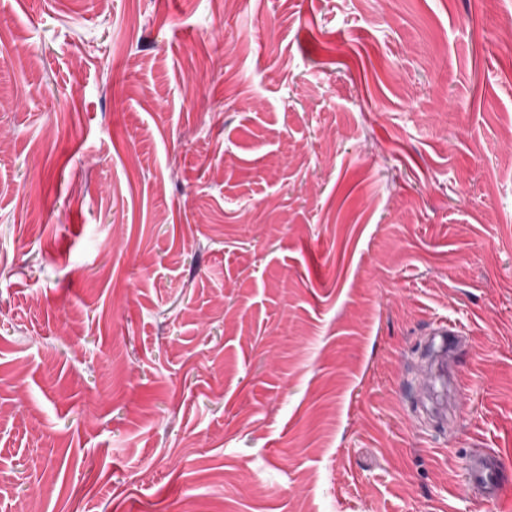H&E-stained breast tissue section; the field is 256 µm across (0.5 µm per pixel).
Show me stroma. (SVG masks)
Masks as SVG:
<instances>
[{
  "mask_svg": "<svg viewBox=\"0 0 512 512\" xmlns=\"http://www.w3.org/2000/svg\"><path fill=\"white\" fill-rule=\"evenodd\" d=\"M511 21L0 0V512H512ZM434 336L433 340L439 338L436 354L433 359V368L435 377L440 385V389L432 388L428 397L427 409L431 416L446 418L448 408V392H452L456 385V378L453 374H448V359H450L457 348L458 332L455 327L448 325L446 321L439 323L430 333ZM501 466L502 461L499 456L470 459L465 479L459 486L458 494L467 499L481 495L488 502L495 501L505 485Z\"/></svg>",
  "mask_w": 512,
  "mask_h": 512,
  "instance_id": "stroma-1",
  "label": "stroma"
}]
</instances>
